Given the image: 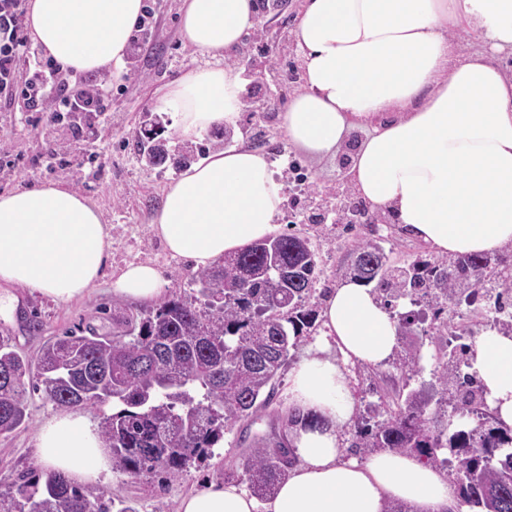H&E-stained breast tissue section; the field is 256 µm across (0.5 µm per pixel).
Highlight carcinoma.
<instances>
[{"label": "carcinoma", "instance_id": "1", "mask_svg": "<svg viewBox=\"0 0 512 512\" xmlns=\"http://www.w3.org/2000/svg\"><path fill=\"white\" fill-rule=\"evenodd\" d=\"M203 148L185 145L170 152L161 141L147 146L151 163L181 169ZM351 277L375 291L398 322L400 335L420 321L426 304L439 318L445 308L475 305L482 298L512 295V256L450 255L390 266L373 241L355 248ZM320 270L308 239L295 234L255 242L195 272L193 295H174L112 337L68 333L43 346L32 361L0 337V369L16 371L0 380V433L24 422L27 388L60 407L115 403L99 436L112 453V468L123 474L168 479L212 455L224 430L267 408L279 374L302 336L320 314L313 301ZM471 346L460 348L434 373L452 402L451 411L427 413L418 390L381 392L378 403L357 412L346 434L348 450L369 456L392 450L441 467L454 451L450 469L462 502L477 512H512V429L493 418L485 390L460 366ZM421 350L395 351L393 370L403 376L421 371ZM317 417L289 411L287 430L254 441L241 455L240 479L259 499L270 497L296 464L290 433ZM0 512H136L105 494L95 498L54 471L20 474L0 493Z\"/></svg>", "mask_w": 512, "mask_h": 512}]
</instances>
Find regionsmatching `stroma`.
Masks as SVG:
<instances>
[{
	"label": "stroma",
	"instance_id": "1",
	"mask_svg": "<svg viewBox=\"0 0 512 512\" xmlns=\"http://www.w3.org/2000/svg\"><path fill=\"white\" fill-rule=\"evenodd\" d=\"M182 7L183 0H162L165 24L151 44L150 65L142 67L138 79L123 81L116 78L112 81L118 89L111 101L114 121L100 125L96 132L98 144L105 153L104 159L100 164L75 170L67 180L71 188L99 209L111 238L112 258L100 278L82 298L71 301L55 300L28 288L15 287L9 291L0 288L1 296L9 292L15 297L10 309L0 310V335L11 337L17 349L29 358H37L41 347L54 337L70 332L109 336L128 319L148 311V304L125 301L112 293V278L127 263L155 264L162 275L165 295L187 296L191 293L187 282L194 271L193 266L172 259L163 241L152 231V220L163 191L172 179L178 177L179 171L167 163L146 165L136 136L143 114L154 109L158 91L199 64L180 33ZM295 22L292 8L281 2L277 4L266 17L259 19L251 40L250 58L257 63L264 60V43L279 31L291 29ZM293 58L290 52L281 53L279 57L278 75L282 83L274 111L243 113L234 131L233 143L257 148L274 162L278 177L286 185L278 219L280 231L310 238L323 270L319 289L335 288L347 279L351 249L358 240L381 242L390 263L395 265L434 258L433 250L405 235L397 224H358L349 230L340 224L301 222L298 211L308 205L313 195H322L328 204H335L341 171L334 158L296 159L278 126V115L287 109L295 91L294 86L285 81ZM260 120L266 123V137L263 142L256 143L249 133L252 125ZM48 137V130H35L28 125L25 113L0 112V144L8 145L20 156L15 171L0 174V194L58 182L57 174L38 165V156ZM294 159L299 160L308 176L305 184H297L289 174L288 164ZM417 334L423 343V369L411 378L409 386L426 390L430 395L429 407L435 410L445 395L433 371L441 359L438 347L447 343L448 332L440 321L430 317L419 325ZM287 390V377H280L275 399L266 410L259 412L256 419L242 420L228 427L211 458L170 478L165 486L113 471L90 483V491L132 500L138 512H157L162 504L173 510L184 494L202 489L208 483L223 482L225 473L235 470L240 454L255 438L285 424L290 410ZM59 412V406L41 393L29 392L26 424L14 432L0 434V492L10 490L19 474L38 466L35 453L37 431L41 424Z\"/></svg>",
	"mask_w": 512,
	"mask_h": 512
}]
</instances>
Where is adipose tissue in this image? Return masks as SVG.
I'll use <instances>...</instances> for the list:
<instances>
[{"instance_id":"adipose-tissue-1","label":"adipose tissue","mask_w":512,"mask_h":512,"mask_svg":"<svg viewBox=\"0 0 512 512\" xmlns=\"http://www.w3.org/2000/svg\"><path fill=\"white\" fill-rule=\"evenodd\" d=\"M143 0H28L33 40L62 72L121 69ZM257 21L253 0H184L182 37L194 56L237 50ZM482 50L463 55L456 33ZM304 86L280 115L294 151L340 156L356 193L436 253L492 254L512 243V0H303L292 31ZM245 83L233 68H194L155 99L176 136L193 141L236 128ZM285 185L257 151L229 148L184 171L166 189L152 224L172 258L206 268L271 237ZM111 250L100 211L62 184L0 194V284L63 301L83 296ZM114 295L162 292L150 263L125 264ZM323 333L293 368L288 402L318 416L297 426L298 463L267 502L241 484H207L178 512H456L447 476L390 450L348 459L339 432L356 412L346 366L378 365L398 345V324L373 288L348 279L321 303ZM471 363L490 407L512 428V338L481 335ZM45 467L88 482L109 472L107 451L86 417L43 423Z\"/></svg>"}]
</instances>
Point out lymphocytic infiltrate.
<instances>
[{"mask_svg":"<svg viewBox=\"0 0 512 512\" xmlns=\"http://www.w3.org/2000/svg\"><path fill=\"white\" fill-rule=\"evenodd\" d=\"M25 13V0H0V93L17 99L37 124L55 126L83 114L105 116L111 96L107 84L62 74L31 40ZM160 23L158 4L149 0L130 38L127 58L132 66H140L145 59ZM101 157L99 146L92 141L73 151L54 143L43 162L66 176Z\"/></svg>","mask_w":512,"mask_h":512,"instance_id":"1","label":"lymphocytic infiltrate"}]
</instances>
